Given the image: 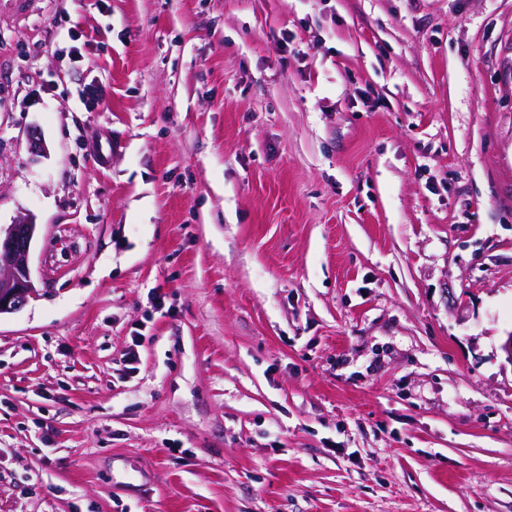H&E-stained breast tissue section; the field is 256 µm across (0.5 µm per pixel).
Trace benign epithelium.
I'll list each match as a JSON object with an SVG mask.
<instances>
[{"instance_id":"1","label":"benign epithelium","mask_w":512,"mask_h":512,"mask_svg":"<svg viewBox=\"0 0 512 512\" xmlns=\"http://www.w3.org/2000/svg\"><path fill=\"white\" fill-rule=\"evenodd\" d=\"M37 231L29 219L0 226V315L18 311L35 296L30 256Z\"/></svg>"}]
</instances>
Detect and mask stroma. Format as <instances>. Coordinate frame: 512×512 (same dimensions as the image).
Wrapping results in <instances>:
<instances>
[{
    "label": "stroma",
    "instance_id": "obj_1",
    "mask_svg": "<svg viewBox=\"0 0 512 512\" xmlns=\"http://www.w3.org/2000/svg\"><path fill=\"white\" fill-rule=\"evenodd\" d=\"M22 218L0 512H512V0H0Z\"/></svg>",
    "mask_w": 512,
    "mask_h": 512
}]
</instances>
